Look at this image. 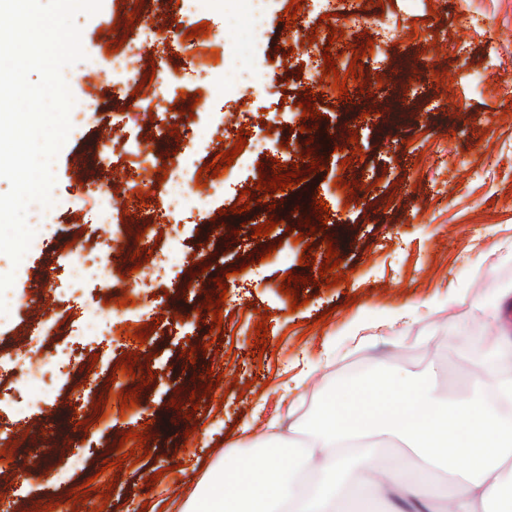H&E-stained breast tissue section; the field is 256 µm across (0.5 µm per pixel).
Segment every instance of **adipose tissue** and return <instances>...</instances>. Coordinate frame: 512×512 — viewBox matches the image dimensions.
<instances>
[{"label": "adipose tissue", "mask_w": 512, "mask_h": 512, "mask_svg": "<svg viewBox=\"0 0 512 512\" xmlns=\"http://www.w3.org/2000/svg\"><path fill=\"white\" fill-rule=\"evenodd\" d=\"M467 381L476 398L453 404L429 375L343 383L304 451L234 456L183 512H377L398 481L374 467L389 438L414 452L406 497L424 512H512V342Z\"/></svg>", "instance_id": "obj_1"}]
</instances>
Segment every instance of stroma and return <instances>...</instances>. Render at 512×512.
Here are the masks:
<instances>
[{
  "label": "stroma",
  "mask_w": 512,
  "mask_h": 512,
  "mask_svg": "<svg viewBox=\"0 0 512 512\" xmlns=\"http://www.w3.org/2000/svg\"><path fill=\"white\" fill-rule=\"evenodd\" d=\"M359 16L339 20L343 40L330 41L318 0H303L296 15L317 28L312 46L295 48L285 26L282 0H268L264 32L246 49L244 65L263 82L234 86L225 95L203 91L200 102L176 95L165 84L144 100L131 96L125 77L113 74L112 30L129 13H142L163 29L181 19L177 0H103L94 16L78 15L83 46L94 72L69 79L75 99L93 102L78 119L54 162L56 239H33L20 265L0 254V275L14 273L16 299L0 321V347L14 360L0 367V399L15 410L13 436L0 445L14 468L0 470V512H43L47 503H67L84 494L74 512H180L204 470L222 464L232 445L249 453L268 435V423L298 424L297 445L329 390L345 381L383 373L420 377L436 369L435 388L448 400L473 397L464 375L474 363L465 344L474 336L496 350L512 337V0H356ZM470 19L461 26L460 16ZM207 36L196 45L145 41V56L177 71L184 85L196 84L200 66L218 68L214 53L233 39L242 18L212 16ZM417 30L410 38L408 30ZM381 50L362 57V89L344 99L320 97L317 118H303L298 101L326 45ZM163 112L164 121L154 120ZM193 112L208 129L194 149L180 147L174 127ZM400 112L391 123V112ZM373 121H364V114ZM276 127L270 137L268 127ZM319 128L326 140L312 144L310 158L294 144L301 127ZM246 128L248 159L227 170L224 183L206 189L203 209L161 217L159 200L127 210L128 224H154L162 238H143L144 287L134 305L121 308L112 329L78 345L83 313L116 303L101 281L76 282L69 266L77 247L110 242L92 218V194L109 186L156 183L164 161L194 181L220 137ZM357 137L363 155L344 163L336 141ZM291 149H283V142ZM139 145L137 163L125 154ZM306 170L299 186L265 198L247 211L232 207L241 190L255 188L273 161ZM356 182L354 196L334 187L335 178ZM323 199L326 219L310 201ZM274 220L271 234L257 238L255 226ZM315 227L311 246L294 243V232ZM178 239L191 261L161 265L156 241ZM335 248L339 273L349 283L318 287L314 278L327 248ZM314 265H300L303 255ZM207 265L218 286L184 288L194 264ZM308 277L297 287L304 306L292 309L280 285L285 274ZM46 291H39L40 283ZM355 302H347V294ZM224 298L221 330H211L206 298ZM408 323L381 324L405 309ZM268 328L263 356H256L255 325ZM53 334H45L44 323ZM145 344L131 342L142 327ZM136 353L134 375L116 373L122 354ZM50 358L55 390L34 394L20 381L24 367ZM315 377L303 386L301 370ZM221 381L206 392L211 375ZM138 390L136 407L120 408L123 386ZM111 392L104 419L88 420L100 396ZM202 397L192 406V394ZM243 427H236V420ZM131 448L148 458L133 461L118 449L128 431ZM146 443H139V436ZM125 439V438H124ZM110 457L113 467L102 470ZM155 485H148L151 475Z\"/></svg>",
  "instance_id": "35a3bbf8"
}]
</instances>
